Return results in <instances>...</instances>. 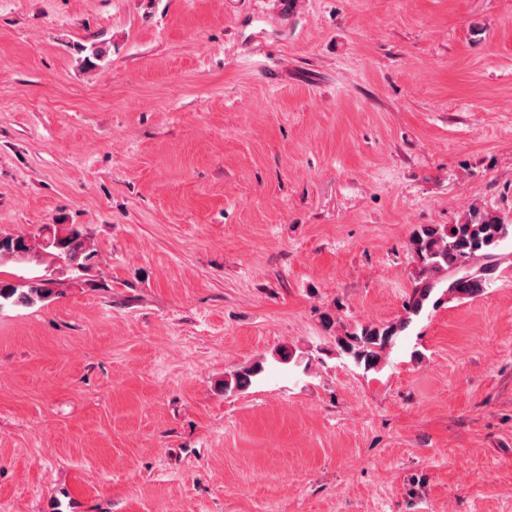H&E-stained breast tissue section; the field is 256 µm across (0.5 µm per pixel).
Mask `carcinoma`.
Segmentation results:
<instances>
[{"label":"carcinoma","instance_id":"cac0c4a2","mask_svg":"<svg viewBox=\"0 0 512 512\" xmlns=\"http://www.w3.org/2000/svg\"><path fill=\"white\" fill-rule=\"evenodd\" d=\"M506 233V225L496 219L454 224L448 229L424 227L417 232L411 245L422 265L424 278L413 289L405 302L407 317L386 325L365 326L336 339L339 350L366 370L378 366L382 355L397 340L410 323V316L421 313L425 302L441 284L437 275H447L446 292L455 298H470L480 294L496 272V265L489 262L475 271L469 270L470 262L477 258H493L488 250ZM43 253L49 263L63 262L67 267L86 270L96 255L94 245L82 230L71 224L46 228L44 238L33 242L22 236L0 238V261L29 258ZM57 280L35 278L14 284L0 279V307L5 304L33 305L43 302L54 293ZM263 371L259 363L244 367L224 382V390H244Z\"/></svg>","mask_w":512,"mask_h":512}]
</instances>
